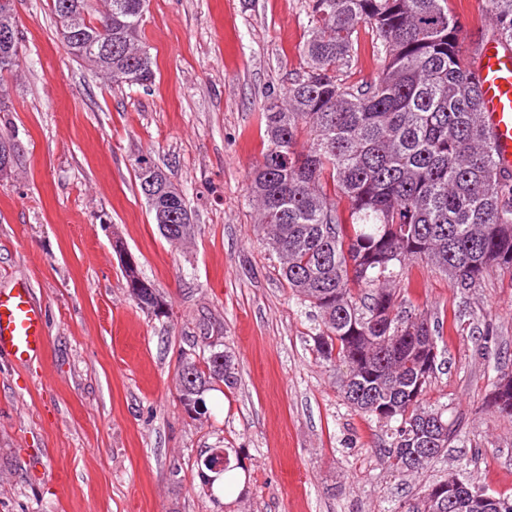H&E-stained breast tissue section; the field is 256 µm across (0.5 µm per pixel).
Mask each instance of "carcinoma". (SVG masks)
Masks as SVG:
<instances>
[{"instance_id":"cac0c4a2","label":"carcinoma","mask_w":512,"mask_h":512,"mask_svg":"<svg viewBox=\"0 0 512 512\" xmlns=\"http://www.w3.org/2000/svg\"><path fill=\"white\" fill-rule=\"evenodd\" d=\"M71 2L70 14L63 12ZM57 33L75 61L117 87H147L153 61L142 41L147 0H50ZM491 36L512 50V0H483ZM307 30L297 51L303 74L268 96L261 120L267 145L251 195L281 275L301 303L319 313V358L346 368L344 400L393 425L382 461L416 472L455 435L447 409L426 402L442 326L406 310L393 288L412 263L437 267L465 293L492 271L512 273V172L502 170L485 124L474 70L449 0H305ZM368 35L379 73L350 83ZM0 57L22 48L15 0H0ZM0 64V112L9 111ZM147 201L171 244L195 236L184 194L159 168ZM348 202L341 209L336 199ZM131 299L165 316L138 264L123 267ZM193 344L179 354L177 386L185 410L205 394L238 384L233 355ZM500 372L491 404L512 416V387ZM459 508L442 511L448 482L426 486L407 512H512V497L489 496L456 480Z\"/></svg>"}]
</instances>
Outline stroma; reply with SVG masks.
I'll return each mask as SVG.
<instances>
[{
  "label": "stroma",
  "mask_w": 512,
  "mask_h": 512,
  "mask_svg": "<svg viewBox=\"0 0 512 512\" xmlns=\"http://www.w3.org/2000/svg\"><path fill=\"white\" fill-rule=\"evenodd\" d=\"M24 44L0 138V289L26 282L45 312L30 365L0 354V512H404L423 485L458 477L512 496V418L490 404L512 370V276L469 293L430 265L397 288L444 323L427 395L456 424L447 451L415 473L382 463L384 427L343 399L319 360V319L300 305L255 229L250 172L268 95L302 73L304 0H150L149 88L112 86L73 61L50 0H17ZM150 154L182 190L197 233L157 231L132 169ZM163 297L131 300L120 251ZM211 337L239 363L190 418L177 357ZM237 451L240 492H206L198 464Z\"/></svg>",
  "instance_id": "35a3bbf8"
}]
</instances>
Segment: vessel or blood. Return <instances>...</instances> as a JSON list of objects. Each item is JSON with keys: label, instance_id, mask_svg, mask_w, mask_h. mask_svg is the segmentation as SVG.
I'll list each match as a JSON object with an SVG mask.
<instances>
[{"label": "vessel or blood", "instance_id": "vessel-or-blood-1", "mask_svg": "<svg viewBox=\"0 0 512 512\" xmlns=\"http://www.w3.org/2000/svg\"><path fill=\"white\" fill-rule=\"evenodd\" d=\"M477 74L497 160L512 169V54L497 43H486ZM45 346V315L31 288L21 282L0 290V353L25 364L40 355Z\"/></svg>", "mask_w": 512, "mask_h": 512}]
</instances>
